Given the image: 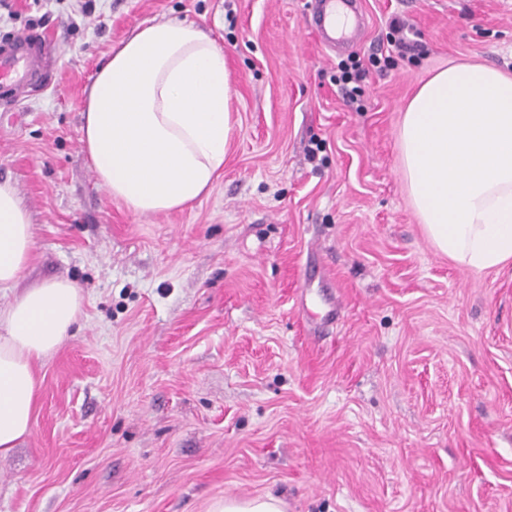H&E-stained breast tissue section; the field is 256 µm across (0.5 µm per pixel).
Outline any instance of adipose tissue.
Segmentation results:
<instances>
[{"label": "adipose tissue", "instance_id": "1", "mask_svg": "<svg viewBox=\"0 0 512 512\" xmlns=\"http://www.w3.org/2000/svg\"><path fill=\"white\" fill-rule=\"evenodd\" d=\"M234 89L222 48L194 23L138 26L86 91L81 143L100 185L139 215L192 206L224 167ZM404 184L428 239L476 270L512 261V74L448 66L418 89L399 135ZM35 246L16 187L0 182V456L32 431L38 369L69 337L84 296L57 279L21 287Z\"/></svg>", "mask_w": 512, "mask_h": 512}]
</instances>
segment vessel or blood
<instances>
[{"instance_id": "1", "label": "vessel or blood", "mask_w": 512, "mask_h": 512, "mask_svg": "<svg viewBox=\"0 0 512 512\" xmlns=\"http://www.w3.org/2000/svg\"><path fill=\"white\" fill-rule=\"evenodd\" d=\"M351 0H309L312 26L330 47H345L362 40L364 28L358 22L341 20V10ZM53 52L49 36L21 31L0 39V101L17 104L36 92L45 82Z\"/></svg>"}]
</instances>
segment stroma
<instances>
[{
  "label": "stroma",
  "mask_w": 512,
  "mask_h": 512,
  "mask_svg": "<svg viewBox=\"0 0 512 512\" xmlns=\"http://www.w3.org/2000/svg\"><path fill=\"white\" fill-rule=\"evenodd\" d=\"M359 7L348 54L384 63L355 106L306 0H0V37L57 47L50 87L0 112V181L34 224L29 281L84 295L31 435L0 458V512H208L265 493L286 512H512V263L436 250L398 147L439 68L512 72V0ZM170 18L223 48L235 133L206 196L141 216L98 183L82 112L107 55Z\"/></svg>",
  "instance_id": "stroma-1"
}]
</instances>
